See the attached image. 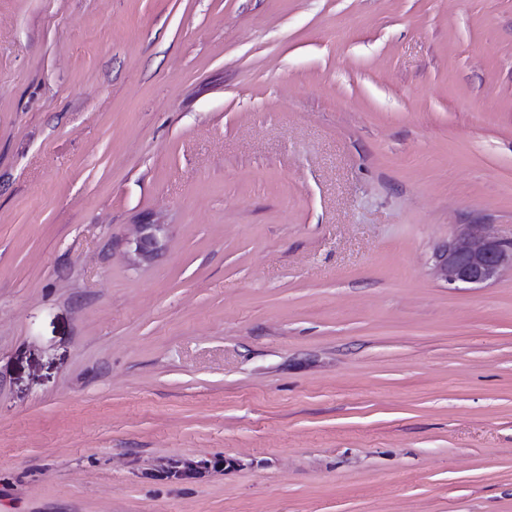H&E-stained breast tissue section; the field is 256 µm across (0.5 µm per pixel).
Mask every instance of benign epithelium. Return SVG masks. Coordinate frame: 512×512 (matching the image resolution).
<instances>
[{"label": "benign epithelium", "instance_id": "obj_1", "mask_svg": "<svg viewBox=\"0 0 512 512\" xmlns=\"http://www.w3.org/2000/svg\"><path fill=\"white\" fill-rule=\"evenodd\" d=\"M161 224L136 226L135 254L150 259L159 249ZM512 268V248L493 237L483 224H469L435 254L433 273L448 285H483Z\"/></svg>", "mask_w": 512, "mask_h": 512}]
</instances>
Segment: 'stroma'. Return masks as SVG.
<instances>
[{
	"label": "stroma",
	"instance_id": "1",
	"mask_svg": "<svg viewBox=\"0 0 512 512\" xmlns=\"http://www.w3.org/2000/svg\"><path fill=\"white\" fill-rule=\"evenodd\" d=\"M468 224L512 0H0V512H512ZM161 224H138L136 226L135 254L141 260H149L159 249ZM512 269V248L493 237L483 224H468L435 254L433 273L447 285H483Z\"/></svg>",
	"mask_w": 512,
	"mask_h": 512
}]
</instances>
